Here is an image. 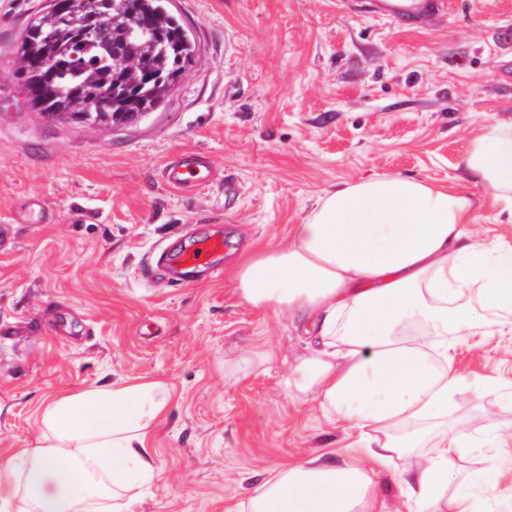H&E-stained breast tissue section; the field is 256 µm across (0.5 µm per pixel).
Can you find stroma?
I'll list each match as a JSON object with an SVG mask.
<instances>
[{
  "instance_id": "1",
  "label": "stroma",
  "mask_w": 512,
  "mask_h": 512,
  "mask_svg": "<svg viewBox=\"0 0 512 512\" xmlns=\"http://www.w3.org/2000/svg\"><path fill=\"white\" fill-rule=\"evenodd\" d=\"M47 0H0V464L24 469L53 398L119 379L172 393L149 440V481L108 512H250L273 473L358 441L314 395L285 380L309 350L287 310L256 308L233 268L294 241L318 198L377 174L472 195V243L512 247V214L463 171L470 140L512 120V0H448L436 27L410 30L336 0H171L198 43L175 92L121 129L55 125L29 112L14 49ZM205 153L217 178L188 193L162 170ZM239 192L224 195L221 181ZM41 199L40 222L21 207ZM221 225L222 273L179 286L155 280L180 226ZM457 378L446 416L422 424L400 460L359 452L376 475L378 512H418L401 469L425 467L445 439L444 512H512V324L485 312L448 339Z\"/></svg>"
}]
</instances>
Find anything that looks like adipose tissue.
I'll list each match as a JSON object with an SVG mask.
<instances>
[{"label": "adipose tissue", "mask_w": 512, "mask_h": 512, "mask_svg": "<svg viewBox=\"0 0 512 512\" xmlns=\"http://www.w3.org/2000/svg\"><path fill=\"white\" fill-rule=\"evenodd\" d=\"M465 171L512 211V122L469 143ZM471 196L382 175L321 197L285 249H264L233 272L242 298L299 316L310 355L288 382L355 427L379 459L403 457L420 435L412 421L447 413L457 380L441 361L449 335L479 321L463 288L479 285L488 310L512 315V249L464 244ZM420 324L417 343L403 338ZM171 403L158 380H128L50 400L28 457L34 512H101L127 483L150 477L146 445ZM399 477L424 512H438L448 446ZM368 471L345 457H309L258 484L251 512H374Z\"/></svg>", "instance_id": "adipose-tissue-1"}]
</instances>
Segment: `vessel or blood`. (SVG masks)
Wrapping results in <instances>:
<instances>
[{
    "label": "vessel or blood",
    "instance_id": "vessel-or-blood-1",
    "mask_svg": "<svg viewBox=\"0 0 512 512\" xmlns=\"http://www.w3.org/2000/svg\"><path fill=\"white\" fill-rule=\"evenodd\" d=\"M355 6L373 16L413 28L429 27L448 12L447 0H356ZM163 177L170 188L187 191L208 186L212 172L202 154L188 153L169 162ZM225 246L222 230L196 227L161 249L156 266L170 283H185L194 274L212 278L221 270L218 259Z\"/></svg>",
    "mask_w": 512,
    "mask_h": 512
}]
</instances>
